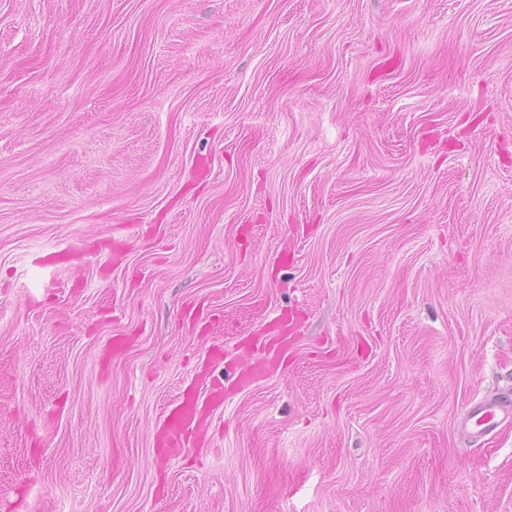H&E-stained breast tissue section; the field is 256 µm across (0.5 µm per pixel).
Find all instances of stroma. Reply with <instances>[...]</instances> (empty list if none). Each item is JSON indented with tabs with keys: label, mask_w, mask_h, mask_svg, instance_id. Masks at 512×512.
I'll return each instance as SVG.
<instances>
[{
	"label": "stroma",
	"mask_w": 512,
	"mask_h": 512,
	"mask_svg": "<svg viewBox=\"0 0 512 512\" xmlns=\"http://www.w3.org/2000/svg\"><path fill=\"white\" fill-rule=\"evenodd\" d=\"M281 312L287 367L158 461ZM508 397L512 0H0V501L512 512V422L463 424ZM265 334L269 336H262L263 341L253 354L231 363H224L221 347L212 348L191 390L165 410L155 426L154 445L164 456L174 460L183 458L190 438L203 437L215 415L223 411L224 383L212 377L215 366L230 367L232 382L243 387L263 374L269 362L282 366L288 362L293 347V339L288 336V320L274 323ZM512 419L510 400L480 401L465 417V426L472 437L478 438L493 431L500 421Z\"/></svg>",
	"instance_id": "1"
}]
</instances>
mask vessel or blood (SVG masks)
I'll return each mask as SVG.
<instances>
[{
  "label": "vessel or blood",
  "instance_id": "obj_1",
  "mask_svg": "<svg viewBox=\"0 0 512 512\" xmlns=\"http://www.w3.org/2000/svg\"><path fill=\"white\" fill-rule=\"evenodd\" d=\"M292 347L293 339L284 321L273 324L253 354L233 362H225L223 349L213 347L191 390L159 418L153 433L155 447L167 458H183L190 438L204 436L215 415L223 411L225 389L223 382L211 375L215 366L229 364L233 383L241 387L263 374L268 363L286 364ZM506 419H512L511 401H480L472 406L465 426L472 437L478 438Z\"/></svg>",
  "mask_w": 512,
  "mask_h": 512
}]
</instances>
